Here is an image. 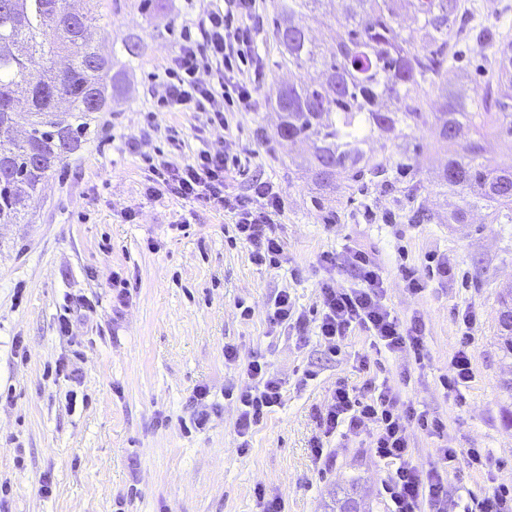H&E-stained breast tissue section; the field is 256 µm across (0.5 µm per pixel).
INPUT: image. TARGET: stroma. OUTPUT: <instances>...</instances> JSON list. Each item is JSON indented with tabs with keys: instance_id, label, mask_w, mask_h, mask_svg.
Here are the masks:
<instances>
[{
	"instance_id": "1",
	"label": "stroma",
	"mask_w": 512,
	"mask_h": 512,
	"mask_svg": "<svg viewBox=\"0 0 512 512\" xmlns=\"http://www.w3.org/2000/svg\"><path fill=\"white\" fill-rule=\"evenodd\" d=\"M277 0H260L257 48L264 60L252 111L227 113L205 127L198 112H159L155 99L183 27H197L224 0H165L146 14L140 0H100L105 44L133 38L141 55L125 89L97 113L84 148L42 185L23 224H0V512H261L258 491L284 512H325L354 487L365 512H388L371 435L338 430L315 460L316 416L337 382L363 390L387 382L400 406L440 418L430 435L409 428L411 462L436 465L454 448L447 512H477L488 487L512 489V396L501 388L512 369L501 361L499 293L512 284V223L475 208L466 224L448 221L459 195L438 187L448 147L431 131L414 133L411 155L424 182L417 199L405 185L371 178L337 186L329 202L293 160L301 147L276 133L274 90L289 79L275 67ZM464 64L428 86L426 111H438L446 83L478 90L494 82L491 48L461 45ZM240 158L251 178L275 184L285 262L255 265L248 245L230 239L231 217L170 195L145 193L149 163L181 165L202 148ZM366 253L383 272L386 303L403 326L421 322L424 351L372 354L357 331L341 353L320 340L319 288L356 283L348 251ZM338 262L326 268L324 252ZM448 262L449 278L433 273ZM423 289L411 291L410 280ZM288 289L305 328L271 327L269 307ZM252 308L241 317L240 305ZM470 328L474 377L457 390L441 384ZM240 359L224 358L225 344ZM267 361L283 398L240 451L237 409L224 397L244 386L243 360ZM368 358L369 370L359 366ZM207 388L211 422L197 429L196 391ZM485 450L472 469L467 451ZM51 480L52 495L40 492Z\"/></svg>"
}]
</instances>
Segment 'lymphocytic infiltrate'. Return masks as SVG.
I'll return each mask as SVG.
<instances>
[{"instance_id": "lymphocytic-infiltrate-1", "label": "lymphocytic infiltrate", "mask_w": 512, "mask_h": 512, "mask_svg": "<svg viewBox=\"0 0 512 512\" xmlns=\"http://www.w3.org/2000/svg\"><path fill=\"white\" fill-rule=\"evenodd\" d=\"M256 2L224 0L223 9L209 11L197 32L184 33L164 69L167 81L158 101L162 110L201 112L210 126L224 125L226 113L250 110L254 86L241 67L261 62L257 31L252 24ZM246 175V169L230 166L223 150L206 147L182 165L153 167L146 191L227 212L237 237L249 246L252 262L279 267L283 254L277 233L281 199L266 181L252 182L246 195L229 193V183ZM349 263L358 275L357 285L338 288L325 282L320 287L319 337L337 350L347 336L361 330L377 352L395 353L409 347L421 353L420 335L408 333L386 303L380 268L359 250L350 252ZM243 373L248 383L237 391L235 428L239 447L245 451L255 428L279 404L282 384L258 357L244 362ZM342 424L353 432L370 431L375 458L392 466L393 472L383 485L390 512H445L448 485L441 467L423 471L409 460V426L439 434L444 429L441 420L412 406L399 408L397 395L390 387L374 386L359 396L340 382L328 408L318 417L321 435L311 447L315 457L324 453V437Z\"/></svg>"}]
</instances>
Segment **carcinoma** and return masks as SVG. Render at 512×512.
Instances as JSON below:
<instances>
[{"mask_svg":"<svg viewBox=\"0 0 512 512\" xmlns=\"http://www.w3.org/2000/svg\"><path fill=\"white\" fill-rule=\"evenodd\" d=\"M70 13L68 0H0V224H21L43 181L66 154L80 149L90 135L91 115L104 112L122 83L116 54L95 47L99 0H81ZM336 0H282L273 20L280 48L279 68L301 72L320 68L318 81L305 77L277 89V135L312 150L299 166L316 184L336 190L370 174L390 183L400 163L386 157L371 162L365 146L377 134L393 136L396 153L407 139L430 127L448 144V163L438 185L462 196L448 223H468L475 206L494 220L512 223V164L483 161L481 138L491 132L512 144V37L495 26L470 27L480 46L494 49L495 83L464 97L448 91L439 112L422 111L421 92L453 66L462 24L473 7L465 0H342L346 4L335 37V51L324 55L304 19ZM424 31L420 46L407 42L398 21L400 5ZM66 59L64 70L49 79L35 76L36 58ZM26 100L27 129L13 136V103ZM501 349L512 360V285L500 296Z\"/></svg>","mask_w":512,"mask_h":512,"instance_id":"cac0c4a2","label":"carcinoma"}]
</instances>
